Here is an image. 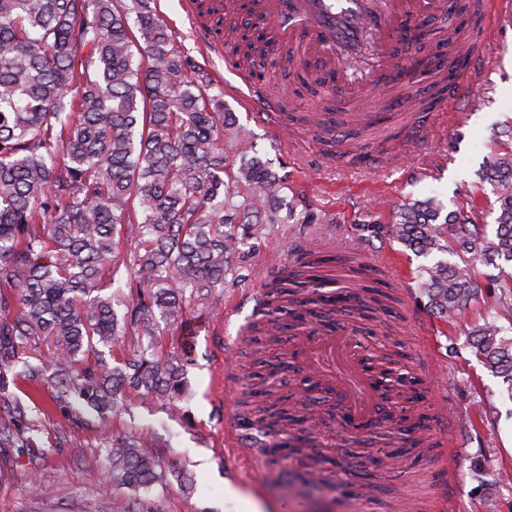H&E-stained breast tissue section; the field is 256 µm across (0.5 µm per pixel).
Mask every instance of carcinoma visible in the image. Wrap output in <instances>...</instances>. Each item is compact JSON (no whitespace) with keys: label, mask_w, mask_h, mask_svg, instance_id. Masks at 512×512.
Here are the masks:
<instances>
[{"label":"carcinoma","mask_w":512,"mask_h":512,"mask_svg":"<svg viewBox=\"0 0 512 512\" xmlns=\"http://www.w3.org/2000/svg\"><path fill=\"white\" fill-rule=\"evenodd\" d=\"M151 2L0 0V392L21 381L53 384L102 416L132 393L179 401L194 352L190 314L219 310L239 279L240 245L283 222L288 185ZM242 51L260 73L282 64L260 39ZM136 54L149 60L146 69ZM485 177L499 204L492 239L470 216H443L431 201L403 203L393 223L367 231L419 257L461 259L416 269L427 308L446 318L494 296L470 331L472 347L512 382V327L499 324L512 315V272L483 282L475 269L512 265V150L495 155ZM346 263L314 245L279 268L263 286L268 335L394 314L396 297L366 264L349 271L371 284L336 287ZM122 270L131 304L120 317L107 290ZM286 295L293 308L285 327L273 314ZM175 331L179 345L165 348ZM39 336L50 340V360L33 364L26 348ZM122 336L139 345L113 366L97 346L118 347ZM296 409L271 405L259 419L312 420L306 401ZM394 420L401 435L424 427L404 407ZM32 443V427L0 422V448ZM105 461L112 485L141 498L168 480L126 439L112 441Z\"/></svg>","instance_id":"obj_1"}]
</instances>
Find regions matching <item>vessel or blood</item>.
<instances>
[{
	"mask_svg": "<svg viewBox=\"0 0 512 512\" xmlns=\"http://www.w3.org/2000/svg\"><path fill=\"white\" fill-rule=\"evenodd\" d=\"M439 5L440 0H342L338 7L333 0H252L255 13L263 19L270 39L281 51H293L297 65L309 70L313 82L322 85L327 94L351 98L355 106L351 112L314 113L306 129L320 140L330 139L333 131L344 125L362 130L378 125V114L363 111V104L375 88L413 77V63L399 54L398 44L416 18ZM472 9L475 22L453 35L457 54L463 57L466 68L450 82L444 94L451 103L470 95L493 27L512 21V0H472ZM230 67L246 87L240 95L246 108L257 112L274 132L293 130L284 100L253 82L250 65L236 58ZM435 117L432 111L407 113L397 137L381 138L378 159L393 157L396 140L422 138ZM347 346L346 337L333 336L324 341L322 349L306 347L302 353L313 372L332 386L346 404V427L351 430L381 421L383 413L369 375L347 356ZM226 443L252 457L270 452L268 443H255L244 432H229Z\"/></svg>",
	"mask_w": 512,
	"mask_h": 512,
	"instance_id": "1",
	"label": "vessel or blood"
}]
</instances>
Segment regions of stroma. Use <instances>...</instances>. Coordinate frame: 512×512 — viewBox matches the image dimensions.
<instances>
[{"instance_id":"obj_1","label":"stroma","mask_w":512,"mask_h":512,"mask_svg":"<svg viewBox=\"0 0 512 512\" xmlns=\"http://www.w3.org/2000/svg\"><path fill=\"white\" fill-rule=\"evenodd\" d=\"M154 2L196 66L217 87L237 85L222 59L207 56L204 39L190 29L180 0ZM483 64L486 71L472 99L452 105L457 119L434 124L384 167L376 166L370 142L359 141L357 132L343 136V148L330 160L311 135L279 139L235 96L225 95V110L253 132L260 157L288 184L295 211L319 215L320 223L280 224L259 248L245 247L244 276L224 292L225 304H237L238 311L202 315L193 360L185 370L190 394L177 405L133 394L128 410L102 418L35 395L28 383L10 387L8 403H0V421L12 420L16 407H24L36 428L38 449L27 454L0 448V512H111L117 490L108 484L102 457L115 437L139 441L143 453L170 475L166 486L136 500L134 512H246L249 499L262 502L265 512H393L401 499L407 512H435L434 488L442 471L449 476L444 492L453 512H512V388L475 356L466 336L467 328L483 321L492 298H479L456 318L433 315L418 281L410 277L421 258L363 230L367 224L388 223L390 204L432 198L447 212L466 214L478 206L481 223L494 233L495 196L479 174L495 154L512 146L503 135L512 127V22L489 44ZM433 81V74H425L408 85L404 98L398 86L380 89L370 109L394 129L402 113L425 102L424 90ZM315 239L337 255L391 262L387 279L402 303L373 335H355L356 344L386 350L399 345L408 356L407 371L416 377L424 354L439 371L436 380L424 382V398L415 410L426 415L443 403L452 419L430 425L422 447L408 448L403 464L388 460L392 447L385 437L350 443L335 422L313 432L295 426L273 435L280 453L268 460L246 459L225 444L226 432L250 431L248 414L265 401L266 361L281 365L276 398L298 395L291 340L272 344L258 334L243 335L241 328L251 319V294L270 270L293 262ZM248 369L259 382L246 398L242 387ZM185 471L196 479L190 494L176 478Z\"/></svg>"}]
</instances>
